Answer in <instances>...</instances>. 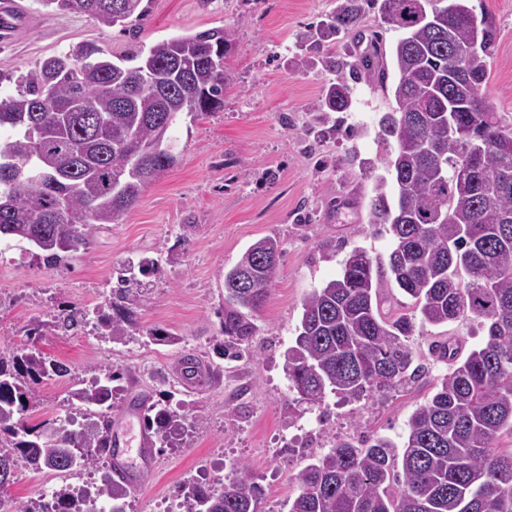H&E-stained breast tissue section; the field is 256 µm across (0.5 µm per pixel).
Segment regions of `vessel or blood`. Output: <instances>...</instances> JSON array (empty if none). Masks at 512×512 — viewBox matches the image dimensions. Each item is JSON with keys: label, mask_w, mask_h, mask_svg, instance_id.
Segmentation results:
<instances>
[{"label": "vessel or blood", "mask_w": 512, "mask_h": 512, "mask_svg": "<svg viewBox=\"0 0 512 512\" xmlns=\"http://www.w3.org/2000/svg\"><path fill=\"white\" fill-rule=\"evenodd\" d=\"M177 373L181 382L193 389L204 385L207 378L206 369L195 360L179 362ZM143 413V406H130L122 419L121 430L112 434L115 451L111 463L133 485L139 484L153 459L152 437L146 428L139 425Z\"/></svg>", "instance_id": "obj_1"}]
</instances>
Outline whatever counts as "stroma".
I'll return each mask as SVG.
<instances>
[{
	"label": "stroma",
	"instance_id": "stroma-1",
	"mask_svg": "<svg viewBox=\"0 0 512 512\" xmlns=\"http://www.w3.org/2000/svg\"><path fill=\"white\" fill-rule=\"evenodd\" d=\"M30 19L15 38L0 40V93L44 59L82 43L112 57L126 53L128 33L91 17L60 13L39 0H21ZM140 44L229 27L236 47L228 59L233 85L217 112L181 115L174 135L176 164L147 186L118 224L94 231L89 245L50 264L25 242L0 240V346L23 345L33 321L63 309H89L111 288L112 272L131 257L158 259L147 277L149 300L137 315L138 333L125 344L105 343L94 332L71 337L44 330L36 348L65 363L74 379L100 369L124 372L130 386L150 393L180 391L196 410L192 432L178 447L156 448L151 477L132 490L127 512H181L177 487L184 480L221 481L245 464L262 489L259 512H288L296 490L291 475L327 447L332 437L372 433L403 442L414 410L435 391L446 364L434 362L432 342L456 336L479 348L486 331L478 322L416 326L409 343L425 374L407 391L343 405L327 397L324 408L289 404L285 354L301 319V302L335 279L354 248L384 262L389 233L368 221L372 201L384 192L397 200L378 137L393 99L366 77L350 80V107L321 112L317 106L337 75L303 44L311 26L339 0H144ZM474 13L488 12L497 29L489 63V97L512 124V0H469ZM266 236L279 238L283 256L264 307L251 355L239 361L214 352L217 310L224 301V272L244 250ZM163 328L174 345L150 341ZM194 357L209 384L183 388L174 366ZM68 386L43 383L26 414L36 425L65 418ZM93 472L69 476L32 472L18 464L9 489L15 508L62 485L92 480Z\"/></svg>",
	"mask_w": 512,
	"mask_h": 512
}]
</instances>
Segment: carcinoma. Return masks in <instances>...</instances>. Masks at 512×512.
Segmentation results:
<instances>
[{
    "label": "carcinoma",
    "mask_w": 512,
    "mask_h": 512,
    "mask_svg": "<svg viewBox=\"0 0 512 512\" xmlns=\"http://www.w3.org/2000/svg\"><path fill=\"white\" fill-rule=\"evenodd\" d=\"M56 11L88 15L98 23L125 25L145 16L142 0L118 20L112 0H40ZM426 0H381L384 24L403 31L385 49L375 41L356 63L326 54L336 70L319 104L323 112L349 105L346 73L363 71L392 95L394 106L380 120V138L396 143L387 159L398 191L392 208L379 192L372 224L392 238L387 265L361 248L345 259L338 278L304 297L294 345L285 368L293 401L319 407L328 395L350 402L387 395L413 381L423 366L408 340L415 318L431 325L476 320L486 327L484 344L464 353L449 337L430 353L452 368L435 393L412 413L403 446L376 435L360 443L333 437L331 448L291 475L297 490L289 512H512V448L498 445L512 433V128L489 102L488 59L496 43L493 20L484 15L485 53L471 62L457 53L469 35L468 0L453 14L423 17ZM363 16L361 0H341L311 35V50L325 39L353 32ZM139 46L114 60L93 44L77 53L44 60L15 79V92L0 95V237L27 242L57 264L86 247L103 224H117L144 187L168 169L163 157L146 154L129 172L127 145L153 146L157 127L172 136L183 113L224 108L233 81L226 67L236 45L229 27ZM468 70L471 83L448 82V68ZM397 80L388 85L389 73ZM479 138L480 177H463L470 165L448 124ZM30 177L14 180L11 164ZM282 255L280 241L254 242L224 273V304L218 312L219 356L232 361L248 353L257 336L254 313L266 303ZM412 300L413 310H384V276ZM146 300L140 280L122 273L95 309V335L126 343L136 334ZM25 345L0 350V512H12L4 496L18 461L34 472H81L108 457L109 416L123 392L122 374L110 368L86 382ZM69 384L71 407L59 426L26 423L41 383ZM185 403L172 406L159 393L147 408L161 446L173 448L194 426ZM240 476L204 486H178L182 512H258L261 488L240 466ZM130 487L107 467L96 494L65 485L26 512H93L100 497L112 512H126Z\"/></svg>",
    "instance_id": "obj_1"
}]
</instances>
